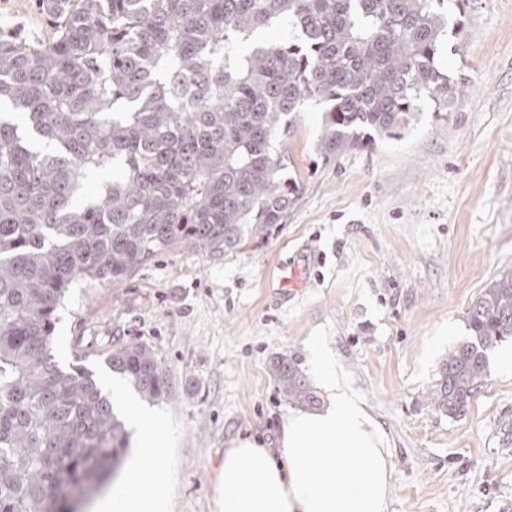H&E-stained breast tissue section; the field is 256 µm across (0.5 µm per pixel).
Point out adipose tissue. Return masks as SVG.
<instances>
[{"mask_svg": "<svg viewBox=\"0 0 512 512\" xmlns=\"http://www.w3.org/2000/svg\"><path fill=\"white\" fill-rule=\"evenodd\" d=\"M307 350L325 404L289 411L273 441H229L215 485V512H388L395 477L386 437L323 344L310 339ZM121 406L138 433L141 457L101 512H168L156 420L137 402L125 398Z\"/></svg>", "mask_w": 512, "mask_h": 512, "instance_id": "obj_1", "label": "adipose tissue"}]
</instances>
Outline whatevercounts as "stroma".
<instances>
[{"instance_id": "35a3bbf8", "label": "stroma", "mask_w": 512, "mask_h": 512, "mask_svg": "<svg viewBox=\"0 0 512 512\" xmlns=\"http://www.w3.org/2000/svg\"><path fill=\"white\" fill-rule=\"evenodd\" d=\"M448 18L447 111L422 103L402 137L325 159L323 111L308 108L288 143L301 194L265 236L70 289L52 339L62 367L89 350L86 367L131 397L104 363L113 341L156 353L171 512H214L231 439L279 436L292 405L270 365L308 370L312 336L386 435L390 512H512V378L489 369L461 417L429 399L471 301L512 270V0H448ZM0 30L52 33L37 0H0Z\"/></svg>"}]
</instances>
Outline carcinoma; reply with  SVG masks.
Here are the masks:
<instances>
[{"label": "carcinoma", "instance_id": "obj_1", "mask_svg": "<svg viewBox=\"0 0 512 512\" xmlns=\"http://www.w3.org/2000/svg\"><path fill=\"white\" fill-rule=\"evenodd\" d=\"M445 4L39 0L49 40L0 32V512H78L128 449L92 371L52 355L75 281L118 284L178 246L220 259L265 235L300 195L287 141L308 106L323 108L324 158L401 136L424 98L448 110ZM467 321L429 395L451 417L512 338L511 271ZM106 362L142 398L165 396L148 344L118 341ZM271 374L288 401L317 402L294 361Z\"/></svg>", "mask_w": 512, "mask_h": 512}]
</instances>
